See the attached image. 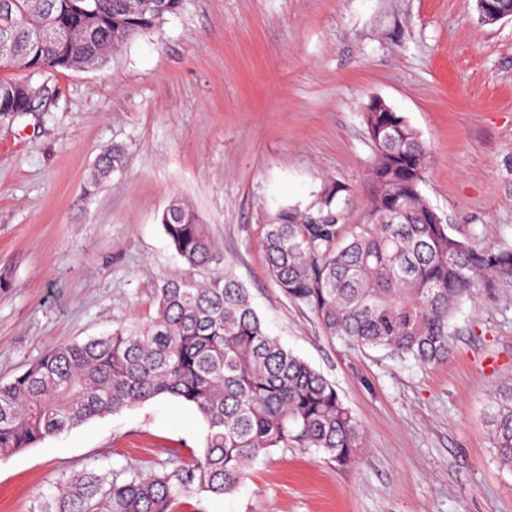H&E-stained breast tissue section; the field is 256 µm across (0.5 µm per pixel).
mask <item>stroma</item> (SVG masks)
Returning <instances> with one entry per match:
<instances>
[{
	"mask_svg": "<svg viewBox=\"0 0 512 512\" xmlns=\"http://www.w3.org/2000/svg\"><path fill=\"white\" fill-rule=\"evenodd\" d=\"M43 109L0 117V383L52 345L156 313L178 268L159 216L175 197L208 224L267 332L319 371L364 444L338 466L274 448L232 494L177 512H512L490 446V396L512 383V281L478 282L446 362L422 366L328 336L271 277L261 241L280 207L338 185L365 216L380 98L426 143L422 192L452 232L512 249V19L475 0H185L105 64L35 77ZM110 181L87 192L106 148ZM205 424L160 396L0 458V512H30L52 476L200 451ZM121 164V152L118 149L110 148L104 150L98 157L96 166L91 174L89 185L99 186L103 180H106L112 171Z\"/></svg>",
	"mask_w": 512,
	"mask_h": 512,
	"instance_id": "stroma-1",
	"label": "stroma"
}]
</instances>
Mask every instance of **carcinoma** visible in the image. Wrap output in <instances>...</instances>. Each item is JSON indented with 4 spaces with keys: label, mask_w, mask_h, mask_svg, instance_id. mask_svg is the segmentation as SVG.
<instances>
[{
    "label": "carcinoma",
    "mask_w": 512,
    "mask_h": 512,
    "mask_svg": "<svg viewBox=\"0 0 512 512\" xmlns=\"http://www.w3.org/2000/svg\"><path fill=\"white\" fill-rule=\"evenodd\" d=\"M184 0H0V116L34 111L46 87L31 77L100 66L123 43L160 27ZM376 150L375 191L360 224L344 225L331 186L313 203L288 206L264 225L262 248L281 292L316 313L328 335L384 349L420 365L451 355L461 303L476 282L512 280V249H479L456 237L423 196L427 158L418 133L398 112L365 113ZM121 164L110 148L89 185ZM160 223L180 260L163 278L156 314L83 343L49 349L13 381L0 384V457L65 430L160 396L196 409L206 425L200 455L147 472L86 469L59 473L55 492L31 512H174L181 497L224 496L251 462L273 448H314L340 466L362 445L359 426L334 386L264 329L249 292L229 272L198 215L174 198ZM491 447L512 469V385L491 397ZM173 468H168V465Z\"/></svg>",
    "instance_id": "obj_1"
}]
</instances>
